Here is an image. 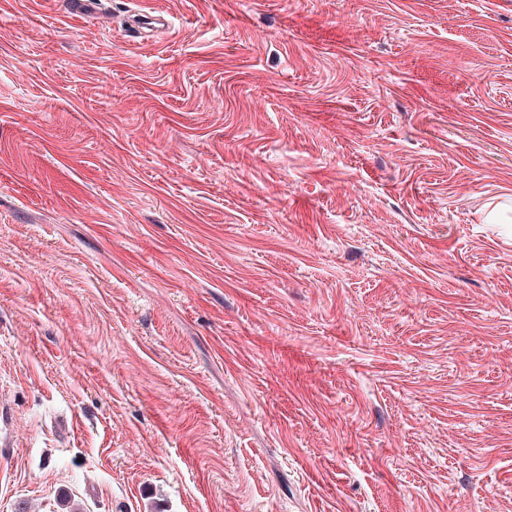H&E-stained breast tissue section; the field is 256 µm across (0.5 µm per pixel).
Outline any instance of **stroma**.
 <instances>
[{"label": "stroma", "instance_id": "35a3bbf8", "mask_svg": "<svg viewBox=\"0 0 512 512\" xmlns=\"http://www.w3.org/2000/svg\"><path fill=\"white\" fill-rule=\"evenodd\" d=\"M104 2L0 0V512H512V0Z\"/></svg>", "mask_w": 512, "mask_h": 512}]
</instances>
